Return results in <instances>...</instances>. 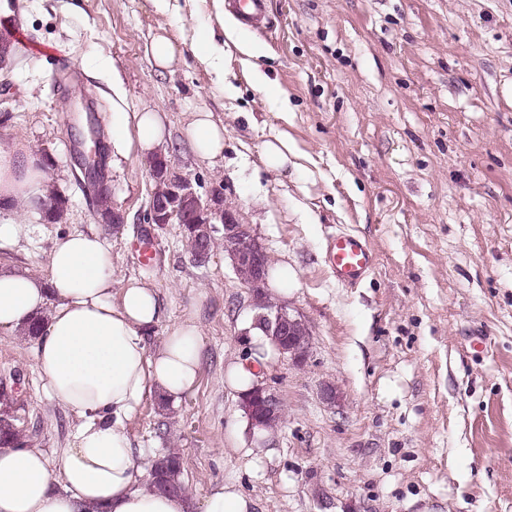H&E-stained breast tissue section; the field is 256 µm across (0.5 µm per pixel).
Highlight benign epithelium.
Listing matches in <instances>:
<instances>
[{
	"instance_id": "benign-epithelium-1",
	"label": "benign epithelium",
	"mask_w": 512,
	"mask_h": 512,
	"mask_svg": "<svg viewBox=\"0 0 512 512\" xmlns=\"http://www.w3.org/2000/svg\"><path fill=\"white\" fill-rule=\"evenodd\" d=\"M93 146L83 154L81 166L84 176L90 179L95 176V170L106 163V155L103 144L96 135H91ZM218 194H213L210 199L204 200L192 183L181 176L177 177L168 197L150 198L145 219L148 224H173L178 213V207L185 206L193 208L197 217L202 222L201 229L210 233L216 229V225H224V254L232 262L235 273L242 269H250L254 272L253 282L263 283L265 267L258 264V261L266 258V253L255 237H250L247 242H242L240 232L245 230L241 226L234 210L223 207L217 200ZM264 327L269 336L288 337V349L283 351L293 363L300 365L306 361L308 356V336L297 335L299 318L288 312L284 306H274L263 315ZM240 407L246 412L251 425H261V422L271 412L283 408L280 398L273 393L264 383L260 382L253 388V393L241 398Z\"/></svg>"
}]
</instances>
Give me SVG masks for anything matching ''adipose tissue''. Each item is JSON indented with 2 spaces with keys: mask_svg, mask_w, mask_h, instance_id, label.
<instances>
[{
  "mask_svg": "<svg viewBox=\"0 0 512 512\" xmlns=\"http://www.w3.org/2000/svg\"><path fill=\"white\" fill-rule=\"evenodd\" d=\"M187 134L200 157L224 151V126L209 112H194ZM47 183L32 151L0 147V246L28 236L27 214L44 199ZM47 305L36 369L47 395L79 423L53 464L42 449L0 446V512H190L187 496L148 488L125 421L147 394L174 400L192 388L201 358L197 325L174 324L150 348L147 334L162 317L161 302L135 280L113 302L111 245L95 232L58 239L48 279L0 266V330L24 329ZM248 341L249 357L230 361L225 373L238 392L279 355L257 328Z\"/></svg>",
  "mask_w": 512,
  "mask_h": 512,
  "instance_id": "adipose-tissue-1",
  "label": "adipose tissue"
}]
</instances>
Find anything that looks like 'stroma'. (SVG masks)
Returning a JSON list of instances; mask_svg holds the SVG:
<instances>
[{"instance_id": "1", "label": "stroma", "mask_w": 512, "mask_h": 512, "mask_svg": "<svg viewBox=\"0 0 512 512\" xmlns=\"http://www.w3.org/2000/svg\"><path fill=\"white\" fill-rule=\"evenodd\" d=\"M10 3L0 145L51 154L69 205L0 247V263L44 278L57 239L97 231L112 246L113 299L135 279L163 301L150 347L185 320L201 332L194 386L165 411L146 397L125 422L139 459L179 451L198 508L232 483L256 512H512V0H267L263 29L220 0ZM224 25L257 50L256 69ZM161 28L183 53L171 72L145 53ZM205 28L224 44L223 76L196 57ZM198 110L224 125L216 158L187 138ZM143 111L162 116L175 171L201 197L219 192L270 265L294 273L286 306L311 345L305 364L281 357L262 373L285 409L271 439L224 380L257 307L223 245L200 263L180 225L143 223L151 180L137 145L106 143L120 228L79 184L89 125ZM277 138L291 153L273 170L262 153ZM339 231L375 252L355 288L325 262ZM35 346L1 330L0 374H20L22 439L52 460L77 419L43 390Z\"/></svg>"}]
</instances>
